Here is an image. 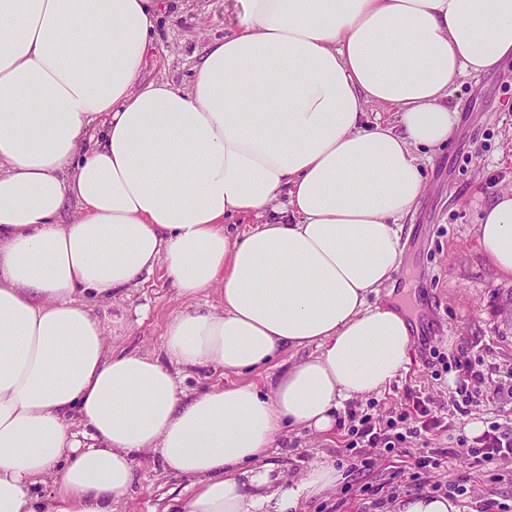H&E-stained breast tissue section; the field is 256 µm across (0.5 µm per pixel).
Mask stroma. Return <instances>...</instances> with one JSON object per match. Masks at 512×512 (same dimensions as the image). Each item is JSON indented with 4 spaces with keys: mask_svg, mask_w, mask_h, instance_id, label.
<instances>
[{
    "mask_svg": "<svg viewBox=\"0 0 512 512\" xmlns=\"http://www.w3.org/2000/svg\"><path fill=\"white\" fill-rule=\"evenodd\" d=\"M244 6V0H171L157 24L145 79L188 87L209 43L237 26ZM448 107L456 117L448 144L416 152L428 189L403 220L402 263L392 282L393 297L418 320L435 314L443 334L433 340V352L424 355L419 369L403 370L383 392L347 406L349 412L368 413L384 422L404 409L407 391L437 399L446 428L411 445L429 441L433 450L446 452V461L442 467L421 470L416 479L400 478L398 450L377 447L371 451L374 465L362 479L348 471L352 436L347 426L327 436L286 430L275 460L289 472L316 459L333 461L346 472L335 494L312 503L308 512H389L388 499L413 494L414 482L445 487L461 472L471 475L468 491L459 499L462 512H512V458L474 468L452 454L471 421L512 429V396L507 393L512 387V279L499 276L477 235L481 206L499 189L512 188V58L496 70L461 76L449 89ZM183 306L158 267L128 297L100 304L96 312L111 317L110 343L157 354L166 321ZM459 345L467 346L481 369L491 371L494 400L464 407L455 391L452 358ZM134 467L139 483L118 512H163L168 492L179 491L181 480L149 454L136 457ZM365 482L379 488V495L360 493Z\"/></svg>",
    "mask_w": 512,
    "mask_h": 512,
    "instance_id": "obj_1",
    "label": "stroma"
}]
</instances>
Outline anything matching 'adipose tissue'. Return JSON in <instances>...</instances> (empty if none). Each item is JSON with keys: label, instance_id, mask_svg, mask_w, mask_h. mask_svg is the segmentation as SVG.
Here are the masks:
<instances>
[{"label": "adipose tissue", "instance_id": "obj_1", "mask_svg": "<svg viewBox=\"0 0 512 512\" xmlns=\"http://www.w3.org/2000/svg\"><path fill=\"white\" fill-rule=\"evenodd\" d=\"M245 2L181 89L142 78L160 0H0V512H117L145 452L184 479L180 512H306L344 475L281 470L284 427L333 433L405 368V315L369 297L427 189L417 149L452 135L449 87L512 55V0ZM283 194L291 222L267 221ZM478 240L512 278L511 189ZM159 263L219 309L173 315L160 356L109 345L96 305ZM300 349L270 392L245 380ZM202 367L237 380L185 394Z\"/></svg>", "mask_w": 512, "mask_h": 512}]
</instances>
